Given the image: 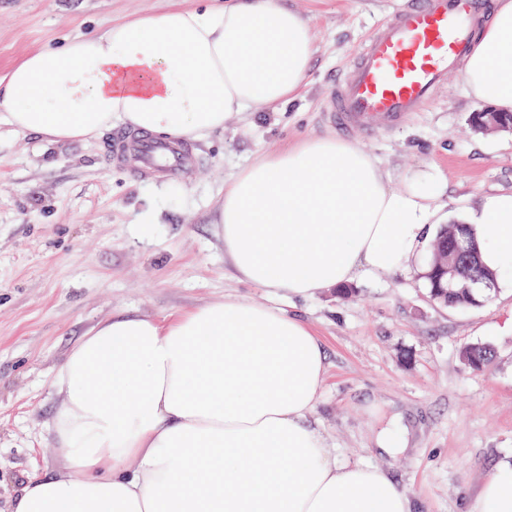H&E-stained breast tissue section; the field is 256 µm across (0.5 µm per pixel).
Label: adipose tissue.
<instances>
[{
  "label": "adipose tissue",
  "mask_w": 512,
  "mask_h": 512,
  "mask_svg": "<svg viewBox=\"0 0 512 512\" xmlns=\"http://www.w3.org/2000/svg\"><path fill=\"white\" fill-rule=\"evenodd\" d=\"M316 52L308 21L279 0L144 15L25 55L0 78V122L51 141L116 121L199 140L293 101ZM462 73L472 97L512 111V0H499ZM446 189L436 174L390 188L357 145L318 137L241 169L217 223L243 280L308 296L404 267ZM465 221L484 265L512 271V193ZM325 369L316 336L273 306L112 315L56 370L48 428L61 465L29 480L12 512H410L384 471L337 464L310 424ZM471 512H512V466L487 477Z\"/></svg>",
  "instance_id": "1"
}]
</instances>
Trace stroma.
Listing matches in <instances>:
<instances>
[{
    "label": "stroma",
    "mask_w": 512,
    "mask_h": 512,
    "mask_svg": "<svg viewBox=\"0 0 512 512\" xmlns=\"http://www.w3.org/2000/svg\"><path fill=\"white\" fill-rule=\"evenodd\" d=\"M308 19L317 53L294 102L260 107L194 141L197 170L183 180H135L107 150L111 132L49 142L0 126V512L23 484L60 460L44 424L50 383L71 346L112 313L156 319L224 299L273 305L304 320L328 370L310 422L343 465L385 470L412 512H468L489 473L512 465V275L483 306L450 309L421 277L429 246L395 272L364 274L343 297L325 288L273 296L246 283L224 254L214 221L234 175L256 159L333 136L326 112L337 75L399 0H280ZM199 0H0V76L64 37L93 35ZM483 107L461 72L421 112L348 140L400 187L440 173L441 223L512 192V134H484ZM487 343L496 359L465 368L462 350ZM383 429L404 431L397 455L377 448Z\"/></svg>",
    "instance_id": "stroma-1"
}]
</instances>
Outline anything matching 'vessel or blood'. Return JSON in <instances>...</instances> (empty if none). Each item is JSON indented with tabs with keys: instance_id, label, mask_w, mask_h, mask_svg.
<instances>
[{
	"instance_id": "obj_1",
	"label": "vessel or blood",
	"mask_w": 512,
	"mask_h": 512,
	"mask_svg": "<svg viewBox=\"0 0 512 512\" xmlns=\"http://www.w3.org/2000/svg\"><path fill=\"white\" fill-rule=\"evenodd\" d=\"M491 12V0H403L337 77L327 107L337 130L369 136L422 111L467 55L471 19ZM109 152L115 162H128L135 179L181 180L197 167L191 146L147 133L115 132Z\"/></svg>"
}]
</instances>
